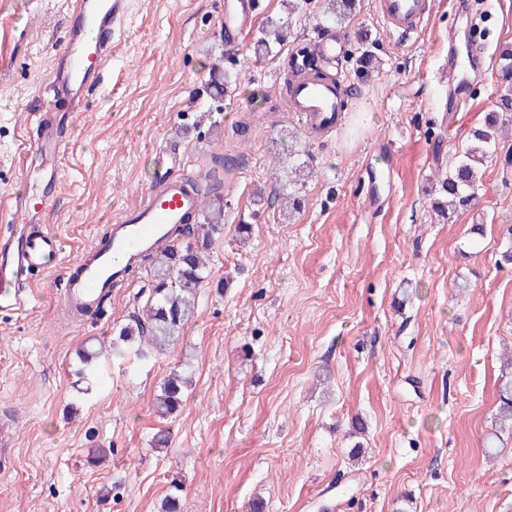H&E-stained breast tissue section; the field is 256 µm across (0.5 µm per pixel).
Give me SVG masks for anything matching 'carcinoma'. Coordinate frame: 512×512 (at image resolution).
Instances as JSON below:
<instances>
[{
  "label": "carcinoma",
  "mask_w": 512,
  "mask_h": 512,
  "mask_svg": "<svg viewBox=\"0 0 512 512\" xmlns=\"http://www.w3.org/2000/svg\"><path fill=\"white\" fill-rule=\"evenodd\" d=\"M351 9L349 0H327L324 12L344 20ZM497 82L503 95L499 101L503 109L512 110V47L499 55ZM505 132L497 112L488 114L485 125L473 132V141L460 155L454 168L442 178L443 191L448 194V209L471 204L479 189L478 167L493 153L498 137ZM224 224V206L204 199L196 224L179 229L176 243L155 254H146L141 262L152 271L151 284L141 290L144 306L130 315L129 322L118 330L115 341L131 349L135 356L148 358L168 350L178 340L184 327L196 313L198 286L208 275L209 250L213 235ZM105 356L103 350L79 352L82 367L78 374L89 382L96 379V362ZM185 379L176 373L169 375L156 398L157 413L168 417L182 405ZM499 428H512V351L505 355L502 383L499 388L497 413Z\"/></svg>",
  "instance_id": "cac0c4a2"
}]
</instances>
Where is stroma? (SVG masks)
<instances>
[{
  "instance_id": "stroma-1",
  "label": "stroma",
  "mask_w": 512,
  "mask_h": 512,
  "mask_svg": "<svg viewBox=\"0 0 512 512\" xmlns=\"http://www.w3.org/2000/svg\"><path fill=\"white\" fill-rule=\"evenodd\" d=\"M435 2L404 41L375 0L340 25L319 0H262L245 41L224 32V0H128L108 67L76 102L51 82L76 0H0V199L22 183L54 195L41 213L0 212V228L42 225L71 258L148 191L163 149L199 183L213 154L243 156L221 190L197 313L168 352L140 361L121 346L92 385L78 374L80 349L127 323L145 267L71 322L64 265L51 263L34 307L0 316V428L17 448L0 512H161L174 480L182 512H512V430L496 423L512 350V265L500 259L512 177L497 159L512 130L478 201L438 213L437 173L499 94L496 75L474 84L449 125L448 34L470 14ZM482 9L495 62L512 46V0ZM272 29L271 53L255 55L253 38ZM317 29L348 38L336 60L348 110L323 139L285 107L290 53ZM365 41L379 61L368 74L355 63ZM229 51L237 83L211 97L210 67ZM45 113L70 139L55 187L29 149ZM173 371L190 384L162 420L155 401ZM358 419L365 435L352 432ZM97 448L109 454L95 464Z\"/></svg>"
}]
</instances>
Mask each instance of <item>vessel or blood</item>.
I'll return each mask as SVG.
<instances>
[{
    "instance_id": "b4317fda",
    "label": "vessel or blood",
    "mask_w": 512,
    "mask_h": 512,
    "mask_svg": "<svg viewBox=\"0 0 512 512\" xmlns=\"http://www.w3.org/2000/svg\"><path fill=\"white\" fill-rule=\"evenodd\" d=\"M377 8L388 29L402 36L420 33L432 15V0H377ZM127 10V0H80V16L69 31L64 46L65 64L57 68L53 81L59 89H83L94 85L112 53L107 38ZM224 30L241 37L255 24L254 0H224ZM342 43L314 37L309 53L323 65H335ZM486 70L476 46H469L468 59L459 62L448 56V114H456L470 96L474 81L485 79ZM340 80H302L288 92V110L310 133L335 132L336 116L346 109L339 95ZM68 140L50 117H43L40 133L32 147L41 154L59 156ZM172 155L156 157L157 178L144 197L128 208L112 226L107 243L92 242L68 261L69 270L61 284L65 312L96 305L100 290L123 280L128 266L141 255L160 249L170 240L171 230L189 223L200 210V196L187 181L173 172ZM42 195L31 191L13 193L6 201L11 212L43 209ZM63 258L56 234L32 224H11L0 232V314L23 315L35 301L32 277L45 265L46 257Z\"/></svg>"
}]
</instances>
